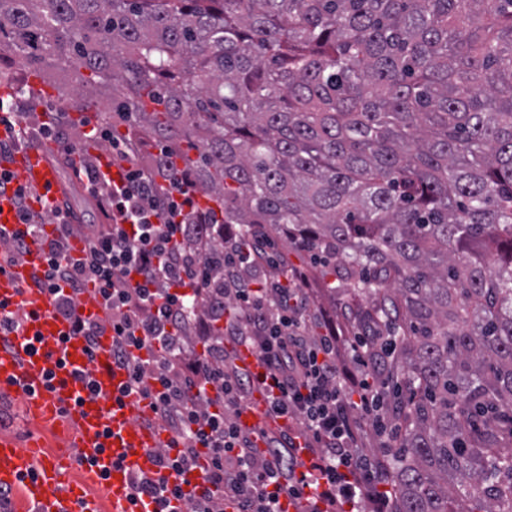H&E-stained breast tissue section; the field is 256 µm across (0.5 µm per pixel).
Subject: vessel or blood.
Here are the masks:
<instances>
[{"label": "vessel or blood", "mask_w": 512, "mask_h": 512, "mask_svg": "<svg viewBox=\"0 0 512 512\" xmlns=\"http://www.w3.org/2000/svg\"><path fill=\"white\" fill-rule=\"evenodd\" d=\"M53 145L16 152L8 171L14 184L37 194L63 199L67 184L58 175ZM45 245L30 244L19 260L0 257V302L7 310L23 307L27 316L9 344L0 343V389L18 394L35 434L21 440L0 434V488L20 490L33 512H147L132 504L134 474L155 476L154 449L166 443V433L148 426L152 410L147 400L121 396L125 371L112 366L106 350L88 356L84 342L71 333L70 321L57 314L51 298L30 285L44 265ZM66 422L72 429L70 447L87 458L83 481L75 483L72 466L43 457L37 431L47 423ZM242 427L271 432L280 422L268 416L266 401L254 393L243 409ZM102 487L104 497L83 490Z\"/></svg>", "instance_id": "obj_1"}]
</instances>
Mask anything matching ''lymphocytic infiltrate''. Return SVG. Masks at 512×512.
Instances as JSON below:
<instances>
[{
    "instance_id": "1",
    "label": "lymphocytic infiltrate",
    "mask_w": 512,
    "mask_h": 512,
    "mask_svg": "<svg viewBox=\"0 0 512 512\" xmlns=\"http://www.w3.org/2000/svg\"><path fill=\"white\" fill-rule=\"evenodd\" d=\"M82 137L108 144L83 169L89 197L111 213V223L79 230L59 214L52 232H45L19 188L14 204L27 229L0 228V242L16 258L27 251L29 239L49 237L48 266L33 287L55 295L58 313L70 319L73 335L88 352L110 337L108 354L112 365L126 371L127 392L149 400V425L171 435V447L154 453L159 469L201 474V484L188 494L166 478L137 475L135 498L153 502V512H171L174 499L191 512H224L228 500L237 512H284L285 498L306 512H336L340 504L350 512H393L381 483L384 458L365 446L369 426L386 425L383 398L366 376L348 369L349 360H361L370 337L342 336L330 326L310 335L314 312L308 292L236 279V268L248 262L251 251L228 224L224 295L234 307L224 314L223 336H211L208 322L198 321L207 344L187 349L182 336L207 291L181 245L191 234L206 240L213 227L188 223L193 201L186 176L166 166L147 170L128 141L112 138L102 126ZM76 236L83 247L75 256L70 240ZM90 286L99 295L98 318L76 310ZM228 342L251 349L258 372L237 366L224 350ZM258 390L268 413L284 421L265 436L262 449L236 417ZM302 455L309 467L300 480L296 462Z\"/></svg>"
}]
</instances>
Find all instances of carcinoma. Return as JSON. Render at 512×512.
<instances>
[{"mask_svg": "<svg viewBox=\"0 0 512 512\" xmlns=\"http://www.w3.org/2000/svg\"><path fill=\"white\" fill-rule=\"evenodd\" d=\"M165 147L296 282L343 293L398 430L395 512H512V0H0V68ZM186 247L224 288V237Z\"/></svg>", "mask_w": 512, "mask_h": 512, "instance_id": "1", "label": "carcinoma"}]
</instances>
